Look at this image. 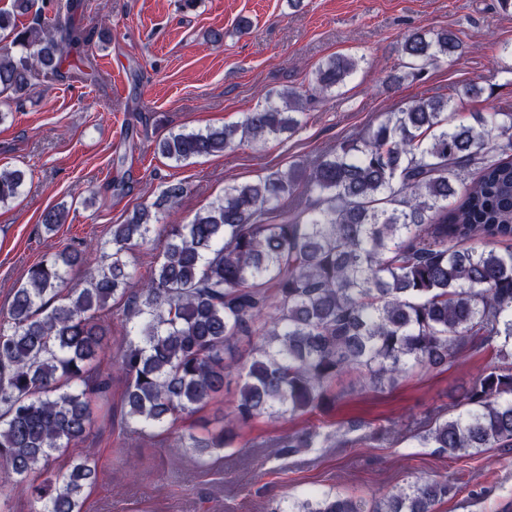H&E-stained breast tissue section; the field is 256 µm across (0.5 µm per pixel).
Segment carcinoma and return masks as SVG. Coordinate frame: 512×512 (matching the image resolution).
Returning <instances> with one entry per match:
<instances>
[{
  "label": "carcinoma",
  "mask_w": 512,
  "mask_h": 512,
  "mask_svg": "<svg viewBox=\"0 0 512 512\" xmlns=\"http://www.w3.org/2000/svg\"><path fill=\"white\" fill-rule=\"evenodd\" d=\"M33 6L12 0L0 10L5 100L25 96L40 76L86 80L93 70L82 0H68L50 29L19 27L16 17ZM460 50L448 29L413 31L387 82L418 81L428 64ZM357 66L349 55L327 59L312 73V90L332 93ZM481 92L470 82L409 101L312 161L225 186L187 224L165 223L188 190L172 181L112 226L99 265L73 248L33 265L0 324V494L44 474L32 486V512H85L95 461L80 457L56 471L52 463L91 430L119 295L134 299L126 346L113 360L125 379L124 423L163 428L223 391L231 372L242 378L225 426L207 438L181 435V447L199 456L232 445L237 428L256 418L330 409L345 374L364 390L393 388L447 364L475 337L497 362L471 381L464 409L405 427L417 446L456 457L512 448V114L452 122L457 101ZM302 115V94L284 88L236 123L171 130L158 150L176 163L232 151L294 133ZM23 184V172L0 171V205ZM41 223L54 232L63 212L49 208ZM156 229L166 242L141 278L127 253ZM75 266L86 269L82 288L67 287ZM319 437L307 428L272 447L292 455ZM450 491L446 480L418 477L370 503L325 493L276 512H434Z\"/></svg>",
  "instance_id": "1"
}]
</instances>
